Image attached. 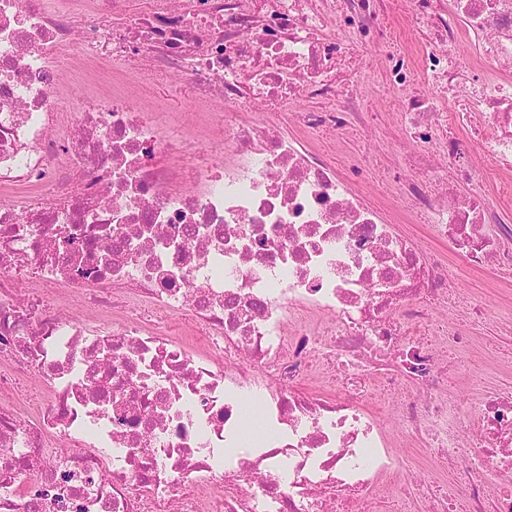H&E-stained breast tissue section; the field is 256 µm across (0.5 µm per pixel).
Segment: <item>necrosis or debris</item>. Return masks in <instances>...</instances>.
I'll return each mask as SVG.
<instances>
[{
    "instance_id": "4bbe7bcc",
    "label": "necrosis or debris",
    "mask_w": 512,
    "mask_h": 512,
    "mask_svg": "<svg viewBox=\"0 0 512 512\" xmlns=\"http://www.w3.org/2000/svg\"><path fill=\"white\" fill-rule=\"evenodd\" d=\"M125 2L0 0V399L43 394L0 402V512H390L414 485L431 512H512V389L483 393L471 430L448 400L446 374L472 378L448 353L474 348L475 311L447 256L354 187L359 160L306 139L364 124L341 65L379 47L385 0ZM404 14L421 49L385 53L414 151L397 198L434 215L467 268L511 274L512 0H406ZM103 62L111 94L64 97ZM160 75L222 106L219 135H167L130 101L125 83L146 93ZM492 169L497 204L459 193ZM87 301L109 320L68 317ZM145 304L179 314L181 337ZM419 442L427 481L393 451Z\"/></svg>"
}]
</instances>
